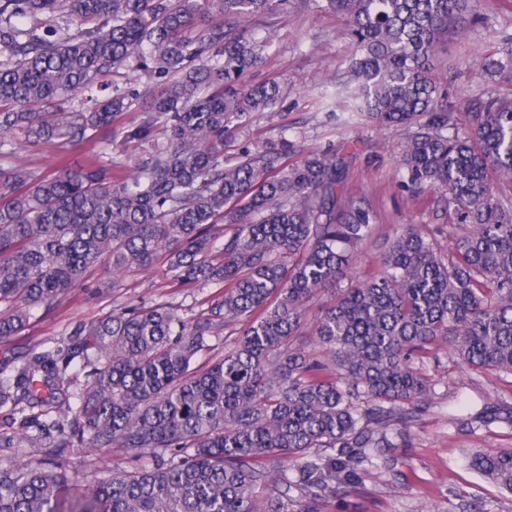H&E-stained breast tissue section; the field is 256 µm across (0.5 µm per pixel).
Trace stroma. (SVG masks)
I'll return each mask as SVG.
<instances>
[{
	"mask_svg": "<svg viewBox=\"0 0 512 512\" xmlns=\"http://www.w3.org/2000/svg\"><path fill=\"white\" fill-rule=\"evenodd\" d=\"M475 7L490 16L489 26L472 27L463 42L452 35L442 38L434 60L435 72L453 102L475 96L470 65L489 52L500 32L512 33V0H476ZM259 34L268 40L266 61L247 79L278 82L283 99L276 112L256 113L249 125L226 134L224 152L231 156L243 147L284 137L308 151H351L343 191L371 203L377 229L365 253L347 269V279H354L383 250L393 225L448 223L439 195L417 198L401 188L399 136L380 130L351 109L334 106L326 81L342 73L352 53L344 23L328 13L291 8L260 27ZM216 290L213 284L173 287L161 262L117 279L101 268L89 276L86 287L66 293L52 308L36 309L21 335L0 339V362L32 347L59 345L77 324L124 306L168 303L194 315ZM428 372L434 393L422 416L411 424L408 446L392 449L386 468L329 503L328 512H465L472 503L492 512H512V495L466 464L471 452L512 448V429L494 423L470 430L452 421L453 416L473 415L487 404H512V378L476 372L449 351L441 353L439 365ZM74 461L73 475L83 485L107 474L113 464L135 463L124 452L110 449L81 452Z\"/></svg>",
	"mask_w": 512,
	"mask_h": 512,
	"instance_id": "obj_1",
	"label": "stroma"
}]
</instances>
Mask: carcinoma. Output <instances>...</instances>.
Returning <instances> with one entry per match:
<instances>
[{
  "mask_svg": "<svg viewBox=\"0 0 512 512\" xmlns=\"http://www.w3.org/2000/svg\"><path fill=\"white\" fill-rule=\"evenodd\" d=\"M288 2L0 0V338L103 265L162 259L180 286L219 285L199 314L125 307L0 368V447L48 449L0 464V512H325L405 440L441 352L512 375V200L496 194L512 189V34L474 70L487 98L468 112L431 59L442 37L489 24L473 0H294L344 21L342 91L404 132L402 186L447 195L459 229L402 224L340 288L376 223L366 199L338 194L347 157L286 138L224 156L225 133L281 101L278 83L244 75L265 62L256 22ZM129 65L161 89L96 94ZM128 112L130 164L114 173L103 157ZM14 143L90 150L45 171L14 161ZM330 287L316 349L295 346ZM470 420L512 428V405ZM73 448L154 463L84 488ZM468 463L512 494V449Z\"/></svg>",
  "mask_w": 512,
  "mask_h": 512,
  "instance_id": "obj_1",
  "label": "carcinoma"
}]
</instances>
